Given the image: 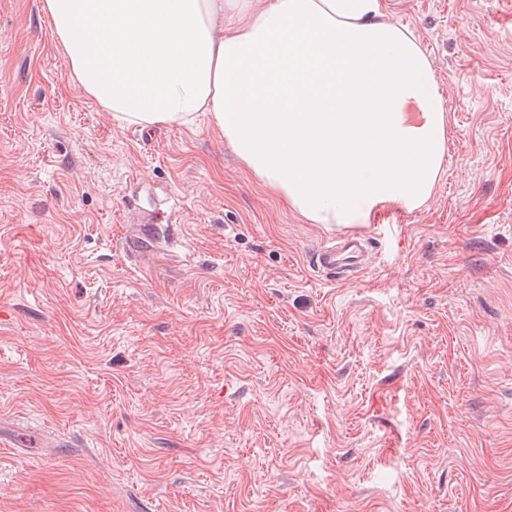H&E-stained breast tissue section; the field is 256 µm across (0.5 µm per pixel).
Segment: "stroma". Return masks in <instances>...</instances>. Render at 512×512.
Instances as JSON below:
<instances>
[{
  "label": "stroma",
  "mask_w": 512,
  "mask_h": 512,
  "mask_svg": "<svg viewBox=\"0 0 512 512\" xmlns=\"http://www.w3.org/2000/svg\"><path fill=\"white\" fill-rule=\"evenodd\" d=\"M449 107L422 208L333 225L207 118L145 139L0 0V512H512V0H387ZM371 236L339 233L322 241L311 256V265L318 272L346 279L365 271L372 262Z\"/></svg>",
  "instance_id": "1"
}]
</instances>
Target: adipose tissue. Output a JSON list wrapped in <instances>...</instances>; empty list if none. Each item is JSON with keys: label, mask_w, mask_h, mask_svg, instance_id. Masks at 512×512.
<instances>
[{"label": "adipose tissue", "mask_w": 512, "mask_h": 512, "mask_svg": "<svg viewBox=\"0 0 512 512\" xmlns=\"http://www.w3.org/2000/svg\"><path fill=\"white\" fill-rule=\"evenodd\" d=\"M70 76L121 126L224 137L311 224L433 196L446 100L386 0H42Z\"/></svg>", "instance_id": "adipose-tissue-1"}]
</instances>
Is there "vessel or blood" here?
Listing matches in <instances>:
<instances>
[{
	"instance_id": "1",
	"label": "vessel or blood",
	"mask_w": 512,
	"mask_h": 512,
	"mask_svg": "<svg viewBox=\"0 0 512 512\" xmlns=\"http://www.w3.org/2000/svg\"><path fill=\"white\" fill-rule=\"evenodd\" d=\"M371 237L339 233L322 241L311 256L316 271L346 279L365 271L371 264Z\"/></svg>"
}]
</instances>
